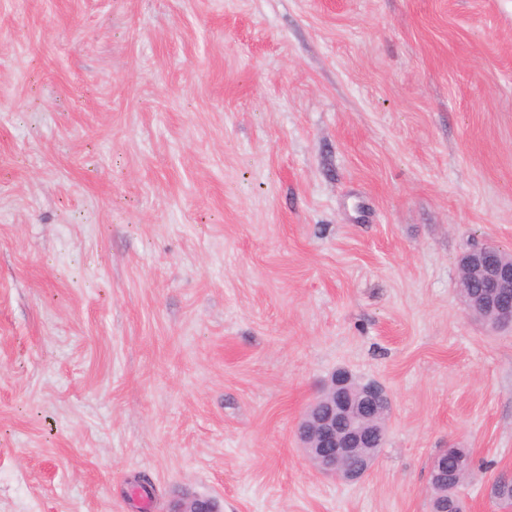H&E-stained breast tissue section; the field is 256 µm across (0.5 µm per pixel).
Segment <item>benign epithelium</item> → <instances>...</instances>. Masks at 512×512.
Masks as SVG:
<instances>
[{
	"instance_id": "benign-epithelium-1",
	"label": "benign epithelium",
	"mask_w": 512,
	"mask_h": 512,
	"mask_svg": "<svg viewBox=\"0 0 512 512\" xmlns=\"http://www.w3.org/2000/svg\"><path fill=\"white\" fill-rule=\"evenodd\" d=\"M467 276L485 280L492 289V307L497 327L512 329V253L493 244L476 247L461 264ZM351 374L339 369L323 387L327 395L319 396L298 423L296 436L307 460L320 474L345 481L362 478L370 465L363 449L375 446L376 433L370 419L389 416L391 398L386 390L367 383L361 397L352 402L347 390ZM448 462L437 454L430 464L433 490L448 486ZM169 512H222L218 501L198 494L180 495L170 504Z\"/></svg>"
}]
</instances>
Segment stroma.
Instances as JSON below:
<instances>
[{"mask_svg": "<svg viewBox=\"0 0 512 512\" xmlns=\"http://www.w3.org/2000/svg\"><path fill=\"white\" fill-rule=\"evenodd\" d=\"M512 0H0V512H466L512 472ZM393 401L368 474L296 425ZM151 482L141 497L133 480ZM507 256V257H506ZM462 271L472 278L461 283L460 293L468 308L484 323L492 327L491 316L481 310V305L490 302L497 315V328L512 329V253H506L493 244L476 247L461 264ZM351 382V374L344 369L332 373L296 430L299 447L312 467L345 481L361 479L370 470L363 449L375 446L376 433L369 421L378 432L377 448H382L386 424L374 417H388L391 410L389 394L375 383L365 384L361 397L353 403L346 395ZM324 392L328 395L323 396ZM448 460L445 456L439 455V452L432 458L430 464L431 485L436 492L442 487H453L455 491L460 490L466 480L473 473L475 464L468 449L465 448H447ZM462 465V467H459ZM446 466L448 469H446ZM457 472V480L448 483V474ZM455 491H448V510H437L438 512H464L465 504L462 505L456 498ZM168 512H222L215 499L198 494L179 495L170 504Z\"/></svg>", "mask_w": 512, "mask_h": 512, "instance_id": "35a3bbf8", "label": "stroma"}]
</instances>
